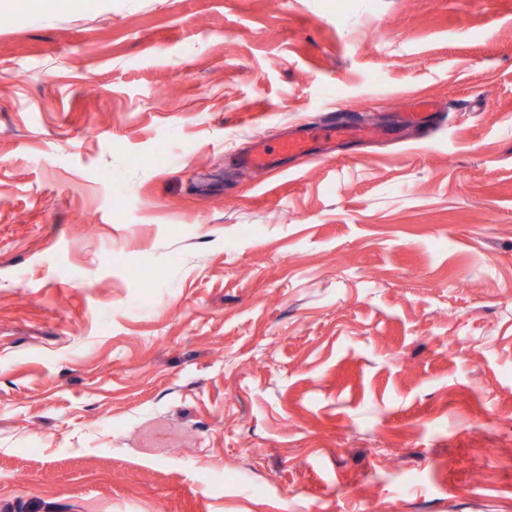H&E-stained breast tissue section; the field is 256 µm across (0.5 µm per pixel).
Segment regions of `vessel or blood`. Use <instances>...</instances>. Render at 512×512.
Instances as JSON below:
<instances>
[{
    "instance_id": "vessel-or-blood-1",
    "label": "vessel or blood",
    "mask_w": 512,
    "mask_h": 512,
    "mask_svg": "<svg viewBox=\"0 0 512 512\" xmlns=\"http://www.w3.org/2000/svg\"><path fill=\"white\" fill-rule=\"evenodd\" d=\"M385 127L370 121L329 120L317 128L298 129L282 137L276 143L257 140L249 153L242 156V167L254 170H267L285 157L307 158L315 148L339 141H369L385 136Z\"/></svg>"
}]
</instances>
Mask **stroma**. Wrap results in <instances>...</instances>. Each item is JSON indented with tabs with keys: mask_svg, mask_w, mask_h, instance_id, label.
<instances>
[{
	"mask_svg": "<svg viewBox=\"0 0 512 512\" xmlns=\"http://www.w3.org/2000/svg\"><path fill=\"white\" fill-rule=\"evenodd\" d=\"M0 512H512V0H0ZM388 136L385 127L370 121H336L331 119L318 128L296 129L274 144L258 139L249 153L238 162L244 168L268 170L280 158H307L320 145H335L337 141H369Z\"/></svg>",
	"mask_w": 512,
	"mask_h": 512,
	"instance_id": "1",
	"label": "stroma"
}]
</instances>
